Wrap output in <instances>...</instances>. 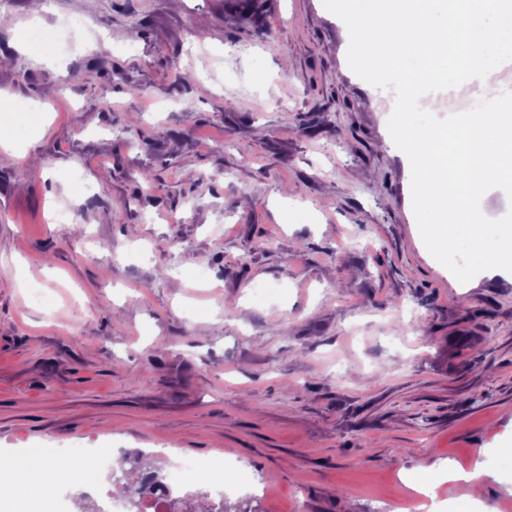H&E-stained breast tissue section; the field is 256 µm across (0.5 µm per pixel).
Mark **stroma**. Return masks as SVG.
<instances>
[{"mask_svg":"<svg viewBox=\"0 0 512 512\" xmlns=\"http://www.w3.org/2000/svg\"><path fill=\"white\" fill-rule=\"evenodd\" d=\"M83 38L0 30V95L46 108L0 150V448L168 449L239 469L265 512L512 500V274L427 251L395 101L322 0H10ZM512 91V64L455 112ZM300 218L284 223L282 209ZM482 463L478 501L438 483Z\"/></svg>","mask_w":512,"mask_h":512,"instance_id":"stroma-1","label":"stroma"}]
</instances>
